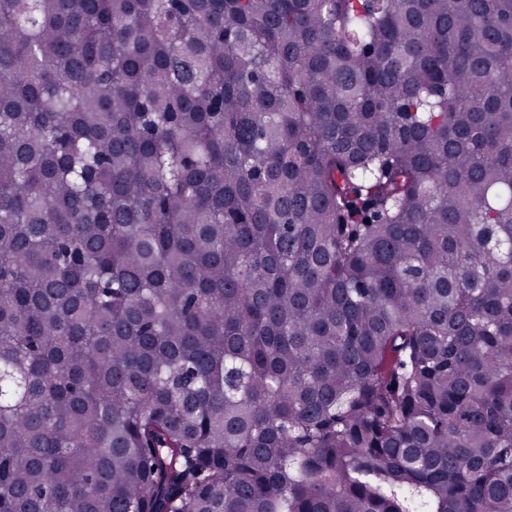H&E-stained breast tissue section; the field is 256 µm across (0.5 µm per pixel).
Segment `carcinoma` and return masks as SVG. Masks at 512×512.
I'll return each instance as SVG.
<instances>
[{"instance_id": "1", "label": "carcinoma", "mask_w": 512, "mask_h": 512, "mask_svg": "<svg viewBox=\"0 0 512 512\" xmlns=\"http://www.w3.org/2000/svg\"><path fill=\"white\" fill-rule=\"evenodd\" d=\"M0 512H512V0H0Z\"/></svg>"}]
</instances>
